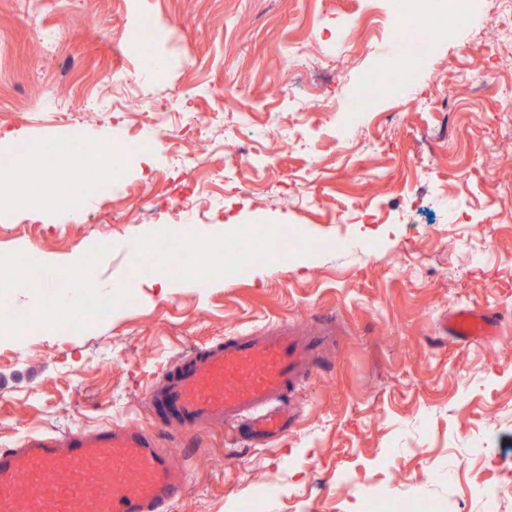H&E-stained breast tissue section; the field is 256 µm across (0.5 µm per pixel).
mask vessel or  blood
<instances>
[{
	"instance_id": "1",
	"label": "vessel or blood",
	"mask_w": 512,
	"mask_h": 512,
	"mask_svg": "<svg viewBox=\"0 0 512 512\" xmlns=\"http://www.w3.org/2000/svg\"><path fill=\"white\" fill-rule=\"evenodd\" d=\"M497 321L470 308L452 312L445 334L488 341ZM336 330L331 318L312 336L291 323L234 336L182 357L147 404L172 412L183 434L202 423L243 429L255 442L287 434L282 403L320 364ZM160 433L110 424L62 435L25 436L0 448V512H170L185 493L188 462L161 447Z\"/></svg>"
}]
</instances>
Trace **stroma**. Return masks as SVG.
Segmentation results:
<instances>
[{
  "label": "stroma",
  "instance_id": "1",
  "mask_svg": "<svg viewBox=\"0 0 512 512\" xmlns=\"http://www.w3.org/2000/svg\"><path fill=\"white\" fill-rule=\"evenodd\" d=\"M388 0H0V138L38 148L81 127L86 142L126 143L136 121L109 122L113 103L142 97L167 113L212 115L204 137L131 158L102 181L78 216L23 206L0 216V258L28 255L59 270L85 255L98 282L129 285L80 333L0 339V445L34 433L107 423L175 431L145 402L172 364L199 346L283 322L314 329L335 316L338 344L293 396L283 439L243 447L232 429L203 426L185 495L173 512H361L370 490L392 512H482L485 486L512 512V33L496 0H477L471 23L428 51L404 96L383 94L354 112L353 90L390 55ZM372 16L358 29L354 19ZM143 16L155 40L130 30ZM498 47L497 54L484 50ZM331 73L317 93L302 75ZM495 72L484 86L486 72ZM65 102L66 119L44 111ZM362 128L339 152L347 119ZM253 191L223 210L190 216L174 199L223 187L229 162ZM494 178H487V169ZM376 203L380 224L348 217ZM467 202L472 224L448 213ZM300 228L307 247L288 257L277 238L249 244L247 276L209 288L187 277L162 292L137 275L130 253L187 239L233 240L240 226ZM499 321L488 342H460L440 323L459 308ZM481 439L486 453L466 455ZM277 485V498L255 490Z\"/></svg>",
  "mask_w": 512,
  "mask_h": 512
}]
</instances>
